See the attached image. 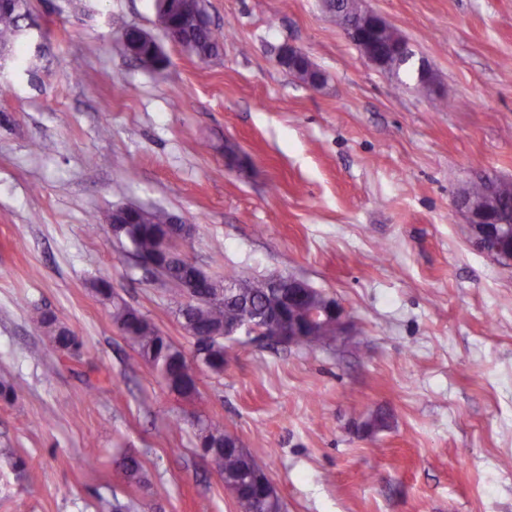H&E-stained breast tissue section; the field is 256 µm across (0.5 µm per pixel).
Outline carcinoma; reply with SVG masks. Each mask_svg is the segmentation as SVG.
Segmentation results:
<instances>
[{
	"label": "carcinoma",
	"instance_id": "1",
	"mask_svg": "<svg viewBox=\"0 0 512 512\" xmlns=\"http://www.w3.org/2000/svg\"><path fill=\"white\" fill-rule=\"evenodd\" d=\"M337 4L336 21L340 25L351 23V17L362 8L363 0H333ZM156 8H165V14L173 27L174 43L201 59L219 53L221 33L212 26L200 23L207 13L205 0H165L155 3ZM27 0H16L15 7L0 10V52L13 53L21 22L26 18ZM377 48L381 51L405 39L391 26L381 27L375 34ZM128 53L146 70H154L163 61L146 42L132 41L127 44ZM281 65L302 82L319 75L309 58H297L294 66L288 63V54L281 57ZM169 214L160 209H143L139 223L128 225L124 248L135 257L152 258L157 254L161 239L167 234ZM179 292L181 281L192 277L195 266L180 261L167 266ZM95 290L103 304L109 306L113 325L132 344L138 356L147 363L169 392L183 400L192 401L199 395L198 366H203L214 375L224 373V340H216L210 333L224 327L228 317H240L248 323L261 324V317L272 304L276 291L271 286V277L244 282V288L237 293H223V299L207 298L208 289L198 288L197 304L188 315L177 309L176 314L184 332L196 346L200 355L189 357L171 339L136 309L130 307L112 289L105 277L95 283ZM36 322L48 335L55 347L63 353L72 354L82 342L69 328L49 317L38 313ZM192 425L196 428L198 445L208 459L211 469L224 482V489L230 494L240 512H284L283 502L278 496L264 495L254 483L260 466L248 451L224 452L215 444L232 439L224 428L206 414L197 411L192 414ZM122 470L129 483L138 485L144 480V463L133 455L123 458Z\"/></svg>",
	"mask_w": 512,
	"mask_h": 512
}]
</instances>
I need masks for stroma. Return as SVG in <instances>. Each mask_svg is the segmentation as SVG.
Here are the masks:
<instances>
[{
  "instance_id": "stroma-1",
  "label": "stroma",
  "mask_w": 512,
  "mask_h": 512,
  "mask_svg": "<svg viewBox=\"0 0 512 512\" xmlns=\"http://www.w3.org/2000/svg\"><path fill=\"white\" fill-rule=\"evenodd\" d=\"M27 2L20 53L0 63V380L17 389L0 401V512H240L191 405L92 288L108 277L192 352L175 294L112 240L108 213L131 204L193 224L187 254L210 275L293 274L353 320L329 347L238 335L222 375L198 373L201 408L286 512H512V267L448 209L476 176L512 181V0H365L430 89L374 67L323 0H206L219 55L166 41L153 71L120 35L160 36L155 0ZM286 43L327 76L321 91L278 64ZM228 142L244 166H226ZM126 454L144 485L126 481ZM47 312H39L36 322L48 335L55 347L63 353L72 354L82 346L79 336H76L69 328L60 325L55 319L49 317Z\"/></svg>"
}]
</instances>
